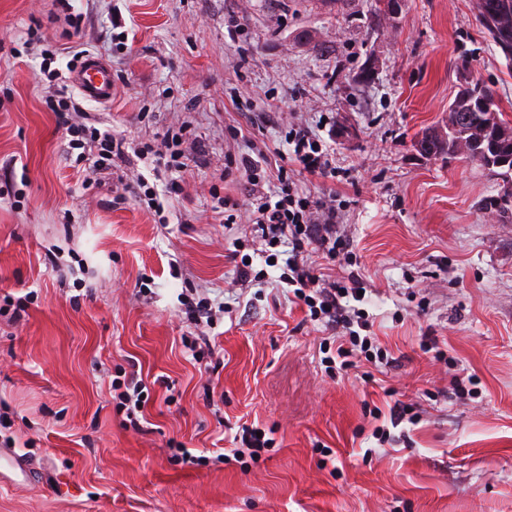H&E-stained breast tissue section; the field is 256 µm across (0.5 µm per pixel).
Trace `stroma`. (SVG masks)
Here are the masks:
<instances>
[{"label":"stroma","mask_w":512,"mask_h":512,"mask_svg":"<svg viewBox=\"0 0 512 512\" xmlns=\"http://www.w3.org/2000/svg\"><path fill=\"white\" fill-rule=\"evenodd\" d=\"M69 4L0 0V449L14 441L31 468L16 485L0 463V512H512V218L480 207L495 176L415 145L446 119L464 58L512 124V68L476 0H402L392 18L375 0ZM71 49L115 77L110 103L83 101L87 127L156 145L191 122L199 151L174 207L112 201L117 179L164 193V166L132 156L97 172L70 148L40 76ZM271 112L295 113L334 151L339 177L300 180L336 197L351 247L333 272L361 276L389 363L326 371L320 345L335 333L281 282L288 245L243 248L264 281L235 284L237 232L211 191L246 193L221 179L225 151H287ZM202 298L225 308L204 329L184 308ZM428 336L447 360L424 351ZM202 337L204 374L186 347ZM133 371L150 395L136 427L112 398ZM463 371L475 391L460 397ZM398 400L417 422L391 419ZM245 422L273 429L272 448L218 462Z\"/></svg>","instance_id":"35a3bbf8"}]
</instances>
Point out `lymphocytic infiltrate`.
<instances>
[{
	"instance_id": "1",
	"label": "lymphocytic infiltrate",
	"mask_w": 512,
	"mask_h": 512,
	"mask_svg": "<svg viewBox=\"0 0 512 512\" xmlns=\"http://www.w3.org/2000/svg\"><path fill=\"white\" fill-rule=\"evenodd\" d=\"M286 138L293 147V160L303 172L311 175H332L336 166L331 154L324 150L315 134L298 123L287 125ZM161 148L142 143L135 154L139 159L164 161L166 167L183 170L194 151L191 127L188 122L168 129L162 136ZM268 154L258 151L224 154V177L234 181L245 179L248 193L245 203L223 198L227 208L225 225H236L237 210L246 213L245 234L236 238L235 246L252 242L269 247L286 242L291 252L286 261L287 274L283 281L293 289L294 297L302 302L310 319L327 320L332 326L342 328L343 336L337 337L333 352L326 361L338 365L340 370L359 368L362 362L372 361L371 351L375 339L360 335L353 325L359 313L349 301L358 297L362 279L351 273L336 279L318 271L311 261L318 255L327 262H335L346 246V237L339 224L335 196L314 197L288 175L286 167L272 171L268 168Z\"/></svg>"
}]
</instances>
